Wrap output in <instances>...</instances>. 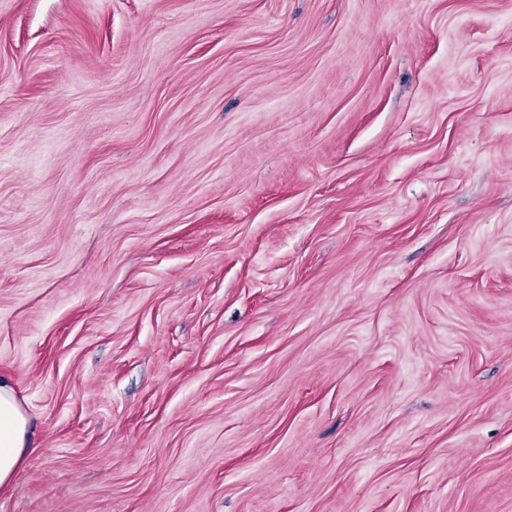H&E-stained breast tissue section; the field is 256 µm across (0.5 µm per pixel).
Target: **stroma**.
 I'll list each match as a JSON object with an SVG mask.
<instances>
[{
	"label": "stroma",
	"instance_id": "stroma-1",
	"mask_svg": "<svg viewBox=\"0 0 512 512\" xmlns=\"http://www.w3.org/2000/svg\"><path fill=\"white\" fill-rule=\"evenodd\" d=\"M0 512H512V0H0ZM28 425L12 387L0 379V486L8 483L26 455Z\"/></svg>",
	"mask_w": 512,
	"mask_h": 512
}]
</instances>
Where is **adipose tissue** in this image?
<instances>
[{
	"label": "adipose tissue",
	"instance_id": "obj_1",
	"mask_svg": "<svg viewBox=\"0 0 512 512\" xmlns=\"http://www.w3.org/2000/svg\"><path fill=\"white\" fill-rule=\"evenodd\" d=\"M28 425L12 387L0 379V486L12 478L27 452Z\"/></svg>",
	"mask_w": 512,
	"mask_h": 512
}]
</instances>
